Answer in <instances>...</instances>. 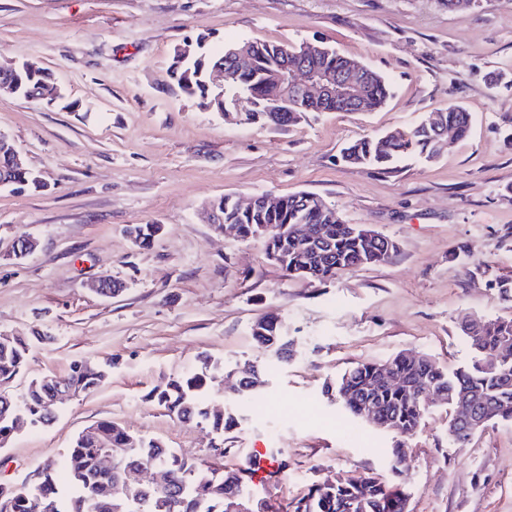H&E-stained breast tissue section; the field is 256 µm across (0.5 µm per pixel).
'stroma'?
Masks as SVG:
<instances>
[{
  "label": "stroma",
  "instance_id": "obj_1",
  "mask_svg": "<svg viewBox=\"0 0 512 512\" xmlns=\"http://www.w3.org/2000/svg\"><path fill=\"white\" fill-rule=\"evenodd\" d=\"M242 41L328 46L387 77L392 94L372 111L307 112L278 130L204 107L171 79L176 50L216 55ZM10 60L53 73L71 103L0 95V133L43 181L0 189V333L49 336L32 341L11 391L82 359L111 372L0 448V484L63 465L77 435L107 420L216 469L255 465L244 491L273 512L340 473L401 485L408 512H512V421L462 446L440 401L402 434L327 393L358 363L401 351L458 369L472 357L463 317L512 320V298L492 286L512 279V86L490 82L512 71V0L454 11L447 0H0V62ZM451 104L471 128L436 161L342 162L347 144ZM300 191L396 252L332 279L295 277L262 240L216 234L207 220L206 204L226 195ZM134 224L160 225L151 248L127 235ZM24 234L39 246L12 259ZM104 276L123 292H93ZM265 316L278 318L288 358L254 341ZM203 352L227 374L253 363L264 380L243 397L210 388L212 406L238 421L222 457L209 453L210 427L147 398ZM395 448L406 452L396 471Z\"/></svg>",
  "mask_w": 512,
  "mask_h": 512
}]
</instances>
